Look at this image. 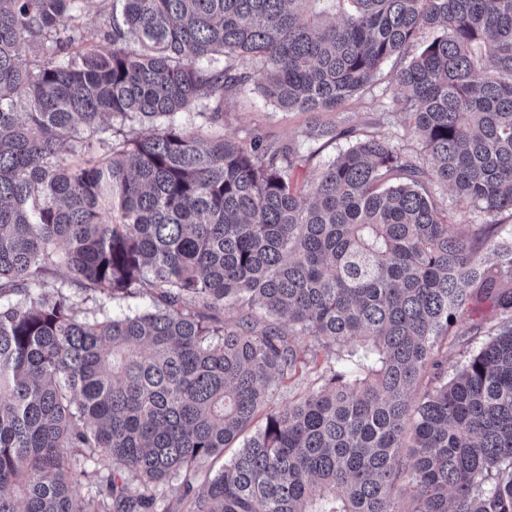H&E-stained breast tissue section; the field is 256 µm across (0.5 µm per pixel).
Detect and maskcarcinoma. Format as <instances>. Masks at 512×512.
<instances>
[{
  "label": "carcinoma",
  "mask_w": 512,
  "mask_h": 512,
  "mask_svg": "<svg viewBox=\"0 0 512 512\" xmlns=\"http://www.w3.org/2000/svg\"><path fill=\"white\" fill-rule=\"evenodd\" d=\"M390 59L421 152L364 134L306 191L293 151L177 121L205 97L223 124L258 76L347 137L318 115ZM108 117L153 129L78 147ZM504 212L512 0H0V512H400L404 486L410 512H512ZM483 304L485 341L448 338ZM436 191L440 200L448 208V223L461 224L462 221H469L468 224H483L485 220L489 219L461 201L449 188H440Z\"/></svg>",
  "instance_id": "carcinoma-1"
}]
</instances>
